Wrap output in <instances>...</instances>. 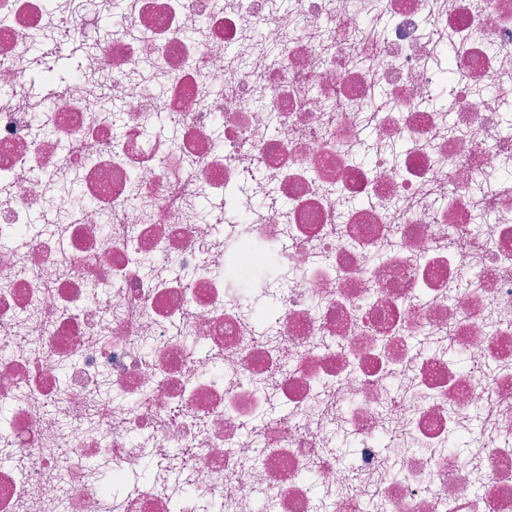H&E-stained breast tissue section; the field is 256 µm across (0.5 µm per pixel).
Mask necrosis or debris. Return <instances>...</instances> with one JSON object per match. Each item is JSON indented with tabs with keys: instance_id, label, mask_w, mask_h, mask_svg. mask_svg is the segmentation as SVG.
I'll use <instances>...</instances> for the list:
<instances>
[{
	"instance_id": "necrosis-or-debris-1",
	"label": "necrosis or debris",
	"mask_w": 512,
	"mask_h": 512,
	"mask_svg": "<svg viewBox=\"0 0 512 512\" xmlns=\"http://www.w3.org/2000/svg\"><path fill=\"white\" fill-rule=\"evenodd\" d=\"M111 3L0 0V512H512V0H131L33 80Z\"/></svg>"
}]
</instances>
